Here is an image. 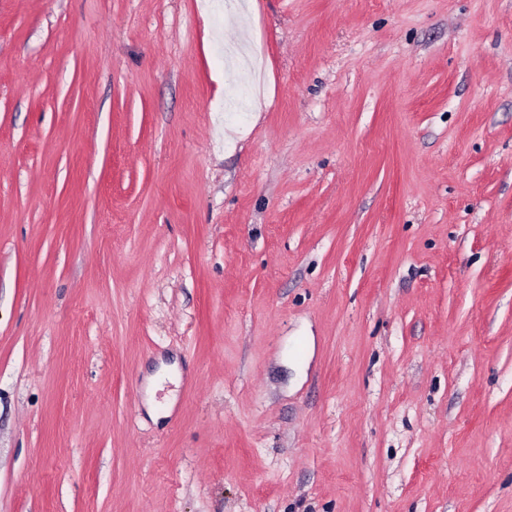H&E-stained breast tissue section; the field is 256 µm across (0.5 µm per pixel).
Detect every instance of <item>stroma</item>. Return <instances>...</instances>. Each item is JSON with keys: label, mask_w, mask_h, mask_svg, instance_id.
<instances>
[{"label": "stroma", "mask_w": 512, "mask_h": 512, "mask_svg": "<svg viewBox=\"0 0 512 512\" xmlns=\"http://www.w3.org/2000/svg\"><path fill=\"white\" fill-rule=\"evenodd\" d=\"M0 512H512V0H0Z\"/></svg>", "instance_id": "obj_1"}]
</instances>
